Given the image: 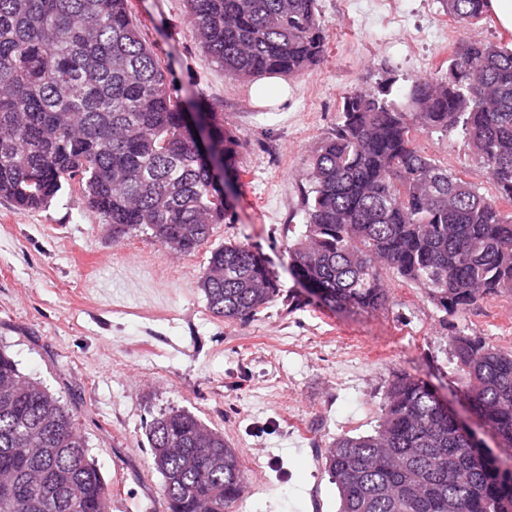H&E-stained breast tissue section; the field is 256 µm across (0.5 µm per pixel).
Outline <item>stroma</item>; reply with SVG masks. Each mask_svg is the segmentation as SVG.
Returning a JSON list of instances; mask_svg holds the SVG:
<instances>
[{"instance_id": "stroma-1", "label": "stroma", "mask_w": 512, "mask_h": 512, "mask_svg": "<svg viewBox=\"0 0 512 512\" xmlns=\"http://www.w3.org/2000/svg\"><path fill=\"white\" fill-rule=\"evenodd\" d=\"M144 38L192 105L224 114L244 144L234 213L207 247L172 257L150 231L113 240L109 226L64 186L27 212L0 199V349L67 406L109 486V512H165L146 429L161 413H194L244 455L252 512H338L324 466L336 436L376 426L387 383L428 380L471 427L450 353L455 333L512 347V297L458 318L397 282L382 309L332 310L289 269L288 238L304 230V160L330 135L344 96L411 84L444 71L459 40L512 43L494 18L472 24L439 0H318L324 60L288 79V97L231 82L197 49L183 0H132ZM420 147L481 191L490 185L461 131L423 133ZM236 241L267 261L283 298L246 323H227L197 288L212 247ZM293 296L296 307L284 304Z\"/></svg>"}]
</instances>
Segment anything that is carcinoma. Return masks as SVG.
Listing matches in <instances>:
<instances>
[{
	"label": "carcinoma",
	"mask_w": 512,
	"mask_h": 512,
	"mask_svg": "<svg viewBox=\"0 0 512 512\" xmlns=\"http://www.w3.org/2000/svg\"><path fill=\"white\" fill-rule=\"evenodd\" d=\"M463 23L488 0H439ZM200 52L224 77L299 76L327 52L318 0H184ZM353 90L305 160V231L288 243L293 276L327 307L382 308L385 274L422 289L445 313L512 296V48L460 43L445 73L414 82L400 104ZM129 0H0V199L23 211L65 184L117 241L149 229L190 256L224 224L231 197L212 191L184 112ZM224 174L240 176L238 137L205 109ZM461 129L489 195L427 155L418 134ZM209 311L244 323L280 297L251 246L211 250L197 280ZM462 392L483 426L512 447V348L458 334ZM167 512H232L244 470L224 434L171 410L147 429ZM465 435L435 388L395 372L374 433L337 436L325 468L339 512H512V457ZM0 512H109L107 485L73 413L0 349Z\"/></svg>",
	"instance_id": "obj_1"
}]
</instances>
